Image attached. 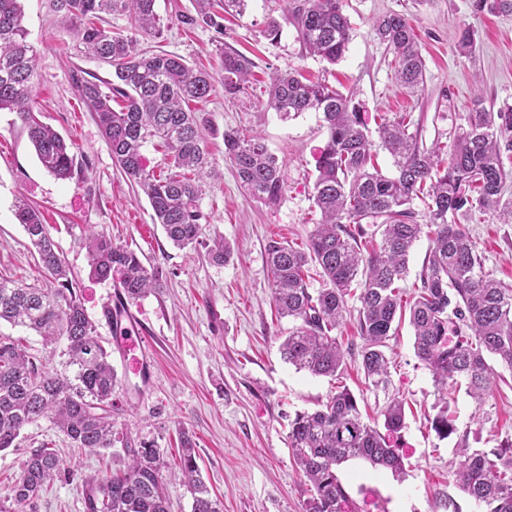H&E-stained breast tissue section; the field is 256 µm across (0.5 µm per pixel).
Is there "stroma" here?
<instances>
[{"instance_id": "obj_1", "label": "stroma", "mask_w": 512, "mask_h": 512, "mask_svg": "<svg viewBox=\"0 0 512 512\" xmlns=\"http://www.w3.org/2000/svg\"><path fill=\"white\" fill-rule=\"evenodd\" d=\"M22 7L28 40L36 49L37 116L71 139L76 170L66 181L51 176L15 114L0 112V275L29 283L38 275L37 254L14 215L20 197L42 211L103 345H110L113 334L103 309L115 283L90 278L88 234L105 233L157 271L159 291L133 305L150 335L152 382L142 387L122 358L113 356L121 381L114 394L117 428L150 441L172 463L179 459L182 437L190 436L201 477L223 501L224 512H304L309 493L290 457L289 416L316 408L339 385L348 387L362 413L372 417L396 397L405 408L403 474L361 460L339 469L359 512H444L446 498L459 512H481L453 476L455 439H439L425 418L437 392L430 371L414 353L409 325L388 342L392 362L384 389L368 383L361 369L353 314L360 303L354 297L348 301L349 316L336 330L346 363L338 380L312 376L282 360L279 345L292 323L276 317L266 245L273 239L304 241L319 222L314 156L326 132L319 113L283 120L267 100L272 77L296 70L353 90L372 116L391 120L410 114L424 145L436 139L452 143L474 96L488 108L512 106V14L476 11L473 0H346L352 40L344 58L331 64L305 53L288 21L289 0H248L245 13L226 21L220 32L194 20L192 0H157L161 30L145 37L144 45L180 55L216 76L222 51L242 52L254 63L244 93L229 98L219 91L198 106L214 129L204 143L216 170L200 201L208 217L205 234L223 235L232 248L228 261L217 266L208 261L205 246H173L154 224L147 197L115 166L77 88L93 76L111 80V67L80 52L51 0H22ZM390 12L410 19L425 61L424 88L414 95L396 85L392 56L372 30L374 19ZM272 18L282 26L275 43L265 35ZM465 28L476 38L467 56L457 51ZM236 127L256 132L283 162L287 187L277 206L246 195L225 159L221 132ZM464 223L484 272L512 284V224L490 214ZM489 363L501 380L484 405L462 390L448 402L459 434L467 436L470 447L485 451L512 438V372L497 358ZM41 446L56 450L71 475L49 483L36 512H83L79 475L124 463L122 448L103 457L86 453L44 419L25 429L16 447L0 451V499L8 495L30 451Z\"/></svg>"}]
</instances>
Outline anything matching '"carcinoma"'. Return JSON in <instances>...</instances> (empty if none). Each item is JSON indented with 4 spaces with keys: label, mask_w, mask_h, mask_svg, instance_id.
I'll return each mask as SVG.
<instances>
[{
    "label": "carcinoma",
    "mask_w": 512,
    "mask_h": 512,
    "mask_svg": "<svg viewBox=\"0 0 512 512\" xmlns=\"http://www.w3.org/2000/svg\"><path fill=\"white\" fill-rule=\"evenodd\" d=\"M156 2L54 0L53 6L73 27L84 53L112 67V80H86L80 96L126 178L148 198L154 223L175 246L185 248L199 243L207 223L200 199L213 163L201 141L204 130L215 132L190 104L212 96L216 79L175 54L141 47L139 36L158 31ZM247 2L193 0L198 19L220 33L224 17L219 11L240 15ZM474 7L512 14V0H474ZM103 14L129 16L134 30L116 32L97 24ZM288 20L309 54L332 64L344 57L352 38L344 0H292ZM372 28L393 55L396 82L413 93L420 90L424 62L409 19L392 12L377 18ZM35 56L20 0H0V111L16 114L42 167L68 180L75 169L73 144L36 117ZM253 67L242 53H222L224 95L242 92ZM268 106L283 120L318 112L327 130L315 164L314 203L321 222L301 246L272 239L266 247L277 315L296 322L280 344L282 359L313 376H338L345 359L335 332L357 282L365 380L375 387L386 383L387 341L408 320L416 357L431 372L444 401L430 419L431 428L441 440L457 434L446 404L450 391L463 380L467 393L483 403L496 380L488 354L512 371V285L483 272L481 255L464 225L456 222L479 212L512 223V107L486 109L476 99L449 152L438 140L424 146L406 114L382 120L378 133L395 166V174L388 176L374 163L369 115L354 94L285 70L269 86ZM223 139L224 157L233 163L245 192L268 205L280 202L286 185L283 163L261 137L227 128ZM148 143L163 150L167 171L147 170L143 148ZM417 201L426 212L424 224L416 222ZM16 217L36 249L44 284L0 276V323L35 332L53 353L61 342L65 349L59 371L12 337L0 335V451L16 447L21 431L42 419L91 453L119 443L127 458L121 468L81 478L84 512H170L163 452L116 428L112 395L118 377L112 351L96 335L41 212L21 200ZM423 236L430 250L419 285L406 297L400 282L407 275L409 253ZM86 247L91 277L106 281L119 273L126 301L134 303L157 288V273L136 252L99 232L89 235ZM229 256L224 237H214L208 259L222 265ZM313 267L320 268L324 281L314 293L307 284ZM381 416V427L365 422L345 386L317 408L295 413L288 447L309 486L305 512H357L338 475L339 466L349 460L403 473L402 402L392 399ZM456 453L455 477L462 491L484 512H512V441L489 451L473 450L462 435ZM179 471L193 499L192 512H221L220 502L200 479L196 450L188 439L183 440ZM66 474L71 471L52 449L32 450L0 501V512H32L43 488Z\"/></svg>",
    "instance_id": "cac0c4a2"
}]
</instances>
